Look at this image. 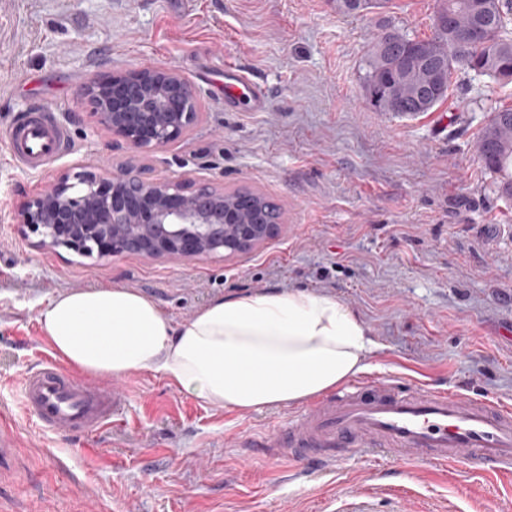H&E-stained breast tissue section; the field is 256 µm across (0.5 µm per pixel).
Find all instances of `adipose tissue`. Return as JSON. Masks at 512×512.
Segmentation results:
<instances>
[{"instance_id":"obj_1","label":"adipose tissue","mask_w":512,"mask_h":512,"mask_svg":"<svg viewBox=\"0 0 512 512\" xmlns=\"http://www.w3.org/2000/svg\"><path fill=\"white\" fill-rule=\"evenodd\" d=\"M38 322L70 366L99 378L151 370L209 405L238 411L292 406L368 370L379 347L335 297L291 288L222 296L174 323L124 287L72 289Z\"/></svg>"}]
</instances>
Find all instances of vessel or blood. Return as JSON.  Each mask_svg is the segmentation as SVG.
<instances>
[{"instance_id": "vessel-or-blood-1", "label": "vessel or blood", "mask_w": 512, "mask_h": 512, "mask_svg": "<svg viewBox=\"0 0 512 512\" xmlns=\"http://www.w3.org/2000/svg\"><path fill=\"white\" fill-rule=\"evenodd\" d=\"M250 91L255 110L263 93L236 66L224 72V97ZM10 161L41 173L71 149L67 127L50 104H36L17 115L5 132ZM27 419L38 431L84 437L120 424L126 395L120 384L89 383L52 358L41 359L25 375L18 393ZM243 447L296 466L314 461L336 466L344 452L386 451L398 462L424 471L471 464L487 475L512 474V408L431 384L360 382L308 406L284 428ZM377 494L360 489L345 495L341 512H374Z\"/></svg>"}]
</instances>
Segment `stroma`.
<instances>
[{"mask_svg": "<svg viewBox=\"0 0 512 512\" xmlns=\"http://www.w3.org/2000/svg\"><path fill=\"white\" fill-rule=\"evenodd\" d=\"M436 6L388 0L349 16L336 0H0V137L44 96L73 144L31 174L0 141V417L16 439L0 460V512H332L367 478L405 486L411 512H512L508 478L413 472L382 452L293 471L241 437L285 427L298 407L219 409L148 370L121 378L123 423L83 440L39 433L17 395L54 354L37 317L58 292L132 288L181 323L219 294L299 287L335 296L372 330L364 379L512 405V198L474 150L495 109L512 107V82L454 72L447 100L412 118L375 111L363 88L372 38L389 25L432 37ZM144 63L175 68L200 119L134 153L86 87ZM229 64L264 87V111L217 93ZM119 167L265 195L279 232L241 257L175 263L43 248L17 223L49 183Z\"/></svg>", "mask_w": 512, "mask_h": 512, "instance_id": "1", "label": "stroma"}]
</instances>
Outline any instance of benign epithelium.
I'll return each mask as SVG.
<instances>
[{"mask_svg":"<svg viewBox=\"0 0 512 512\" xmlns=\"http://www.w3.org/2000/svg\"><path fill=\"white\" fill-rule=\"evenodd\" d=\"M100 121L135 151L161 149L199 121L185 79L173 68L145 65L95 82L89 90ZM24 201L17 221L39 244L78 249L74 231L105 240L104 255L136 253L168 261L246 254L275 235L276 224H245L224 193L188 190L181 179L133 175L124 169L99 178L75 174Z\"/></svg>","mask_w":512,"mask_h":512,"instance_id":"obj_1","label":"benign epithelium"}]
</instances>
